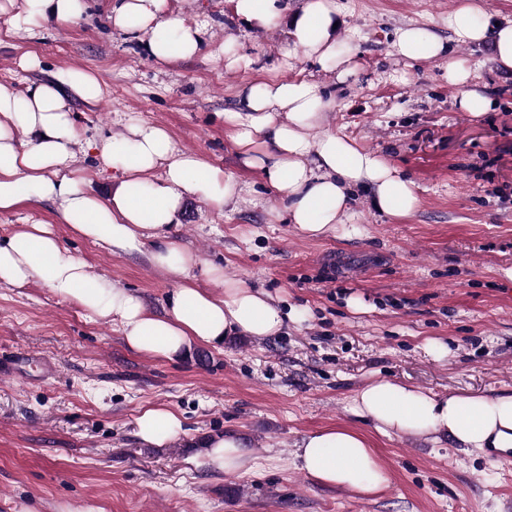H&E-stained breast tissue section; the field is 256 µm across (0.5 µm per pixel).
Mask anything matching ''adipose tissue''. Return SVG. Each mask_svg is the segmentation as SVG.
I'll use <instances>...</instances> for the list:
<instances>
[{
  "instance_id": "ef3b65f1",
  "label": "adipose tissue",
  "mask_w": 512,
  "mask_h": 512,
  "mask_svg": "<svg viewBox=\"0 0 512 512\" xmlns=\"http://www.w3.org/2000/svg\"><path fill=\"white\" fill-rule=\"evenodd\" d=\"M482 9L459 0L448 17L457 40L490 42L494 60L512 69V22H483ZM112 25L146 38L153 59L166 62L197 53L202 28L169 11L167 0H114ZM336 0H304L291 18L292 44L285 56L303 54L328 65L336 61ZM169 32L155 38L157 29ZM394 47L402 58L426 63L445 55L438 38L417 28L397 30ZM97 99L100 85L86 71L67 69L53 81L24 92L0 85V211L24 202L52 201L61 223L112 251L133 253L153 243L154 263L177 282L165 314L151 313L142 298L92 278L85 263L62 247L48 224H30L0 243V283H46L58 296L76 300L90 316L120 327L129 348L169 358L196 344L222 341L233 333L257 337L278 334L286 316L265 292L210 269L223 281L216 293L199 288L191 274L199 259L169 234L187 196L199 195L217 206L238 197L237 179L196 155L179 150L166 129L128 125L98 150L100 167L119 165L121 180L109 198L89 191L86 168L70 152L74 139L67 91ZM241 111L224 122L244 165L259 170L276 192L283 218L299 233L318 238L347 223L355 189H371L375 208L391 216L413 213L420 199L414 181L356 140L323 129L334 100L317 81L258 80L239 90ZM350 412L370 420L384 437L446 436L465 449H512V393L438 395L400 382L367 381L352 398ZM182 422L163 406L144 408L136 434L147 444L178 439ZM295 468L319 484L365 493L385 482L369 438L350 427H326L303 436L294 453Z\"/></svg>"
}]
</instances>
